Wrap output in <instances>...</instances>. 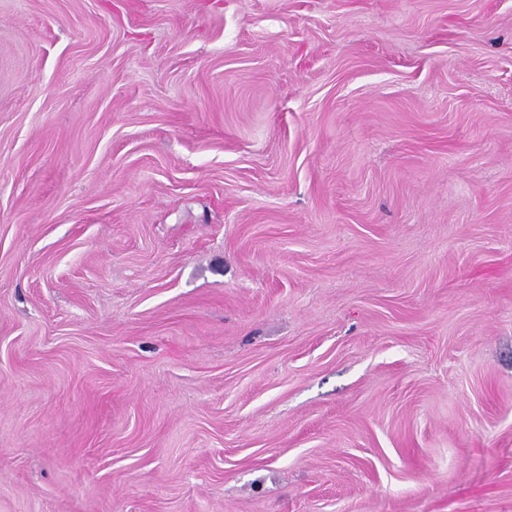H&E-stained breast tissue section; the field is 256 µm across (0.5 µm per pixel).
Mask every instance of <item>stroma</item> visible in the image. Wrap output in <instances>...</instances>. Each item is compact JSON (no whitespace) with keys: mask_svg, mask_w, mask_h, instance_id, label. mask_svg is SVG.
<instances>
[{"mask_svg":"<svg viewBox=\"0 0 512 512\" xmlns=\"http://www.w3.org/2000/svg\"><path fill=\"white\" fill-rule=\"evenodd\" d=\"M0 512H512V0H0Z\"/></svg>","mask_w":512,"mask_h":512,"instance_id":"35a3bbf8","label":"stroma"}]
</instances>
